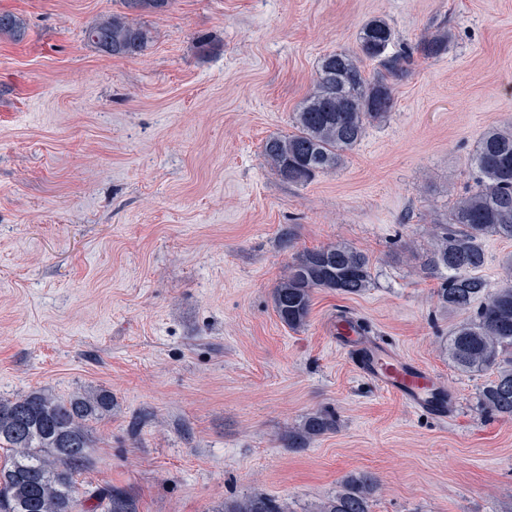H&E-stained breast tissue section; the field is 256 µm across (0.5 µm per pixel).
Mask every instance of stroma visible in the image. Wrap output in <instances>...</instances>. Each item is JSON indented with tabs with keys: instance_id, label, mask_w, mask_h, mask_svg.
I'll return each mask as SVG.
<instances>
[{
	"instance_id": "1",
	"label": "stroma",
	"mask_w": 512,
	"mask_h": 512,
	"mask_svg": "<svg viewBox=\"0 0 512 512\" xmlns=\"http://www.w3.org/2000/svg\"><path fill=\"white\" fill-rule=\"evenodd\" d=\"M119 8L0 0L26 28L0 36V394L109 391L77 482L136 512H222L257 490L316 512L359 471L380 481L372 512H512V420L480 411V377L446 351L464 315L419 273L482 134L512 124V0H175L134 59L82 40ZM372 17L401 46L446 30L448 51L393 82L389 117L336 171L282 181L265 140ZM336 242L372 258L373 285L317 290L288 329L274 288L294 252ZM339 314L435 372L447 417L361 375ZM319 409L337 430L290 449Z\"/></svg>"
}]
</instances>
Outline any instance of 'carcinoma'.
Returning <instances> with one entry per match:
<instances>
[{
  "label": "carcinoma",
  "mask_w": 512,
  "mask_h": 512,
  "mask_svg": "<svg viewBox=\"0 0 512 512\" xmlns=\"http://www.w3.org/2000/svg\"><path fill=\"white\" fill-rule=\"evenodd\" d=\"M122 11L103 16L82 31L83 40L118 58L144 54L151 32L139 19L166 13L174 0H120ZM22 21L0 13V36L23 38ZM448 36L424 38L410 50L396 49V36L381 17L362 23L357 50L321 58L310 93L293 113L294 131L271 137L264 155L282 180L305 184L343 164L368 126L384 121L394 104L391 81L407 75L414 55L440 57ZM377 63L370 72L365 61ZM472 163L478 177L450 209L448 222L434 225L419 270L437 281L434 295L451 310L465 312L448 337V358L463 373L489 372L476 399L488 416L512 419V281L494 286L482 275L485 238L512 241V126L490 129L480 139ZM373 284V263L364 251L345 243L295 254L273 293L283 325H306L316 290L359 296ZM112 412V394L76 392L63 399L48 391L0 397V512H80L81 498L94 499L101 512H135L118 488L79 491L75 475L92 447L90 424ZM329 411L306 417L288 431V446L300 449L336 430ZM380 488L368 471L351 473L318 512H372ZM222 512H288L277 499L253 492L224 502Z\"/></svg>",
  "instance_id": "cac0c4a2"
}]
</instances>
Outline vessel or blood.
I'll return each instance as SVG.
<instances>
[{
    "instance_id": "obj_1",
    "label": "vessel or blood",
    "mask_w": 512,
    "mask_h": 512,
    "mask_svg": "<svg viewBox=\"0 0 512 512\" xmlns=\"http://www.w3.org/2000/svg\"><path fill=\"white\" fill-rule=\"evenodd\" d=\"M336 343L349 353L356 369L381 389L395 394L411 409L442 418L448 398L438 376L367 336L354 321L337 319Z\"/></svg>"
}]
</instances>
